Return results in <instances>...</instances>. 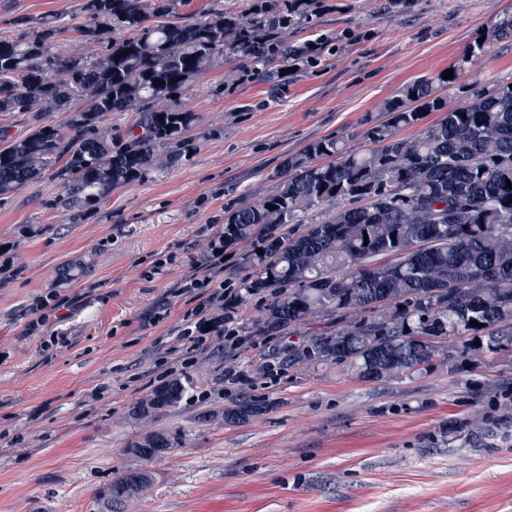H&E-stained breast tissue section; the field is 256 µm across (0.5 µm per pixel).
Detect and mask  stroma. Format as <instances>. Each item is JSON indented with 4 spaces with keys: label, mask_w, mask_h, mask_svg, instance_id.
<instances>
[{
    "label": "stroma",
    "mask_w": 512,
    "mask_h": 512,
    "mask_svg": "<svg viewBox=\"0 0 512 512\" xmlns=\"http://www.w3.org/2000/svg\"><path fill=\"white\" fill-rule=\"evenodd\" d=\"M512 0H314L300 43L314 60L270 84L239 62L216 67L182 93L198 119L196 149L178 165L123 187L83 220L49 208L50 175L0 201V512H99L113 477L146 469L153 480L120 512H512V426L458 447L449 430L474 413L512 406V363L466 359L458 374L435 365L395 383L367 382L336 366H277L282 339L183 335L190 308L179 289L224 229V211L269 194L286 155L361 131L382 103L458 59ZM56 17L54 49L88 52L79 0H0V35ZM512 76V41L498 43L446 89ZM172 265L156 268L159 254ZM69 295L66 318L27 331L28 309L49 291ZM273 373H263L266 364ZM240 376L224 377L228 365ZM178 377L177 406L146 423L129 417L154 388ZM275 407L245 424L220 420L231 395ZM213 421H205L208 413ZM171 435L144 461L127 444Z\"/></svg>",
    "instance_id": "1"
}]
</instances>
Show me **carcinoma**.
<instances>
[{
	"label": "carcinoma",
	"instance_id": "carcinoma-1",
	"mask_svg": "<svg viewBox=\"0 0 512 512\" xmlns=\"http://www.w3.org/2000/svg\"><path fill=\"white\" fill-rule=\"evenodd\" d=\"M79 10L89 53L53 51L64 30L53 17L25 36L0 35V116L25 112L32 122L30 134L0 148L1 199L49 171L63 189L50 206L90 213L113 190L195 151L186 131L197 114L175 99L186 86L226 60L272 79L312 60L311 44L292 39L305 21L297 0H257L245 14L217 9L199 21L183 17L176 0H80ZM477 37L484 41L451 65L452 78L406 84L383 103L384 120L287 156L268 195L226 211L215 245L240 252V263L229 273L224 324L254 297L264 305L252 336L334 316L335 328L288 342L284 363L335 365L368 382L401 381L436 361L452 375L464 355L512 356V77L473 85L460 107L438 94L471 58L512 38V13ZM46 112L64 121L49 125ZM114 112H133L136 122L116 131L105 122ZM429 112L443 116L402 135ZM184 391L171 379L133 415L149 418ZM271 408L268 398L240 394L222 416L247 423ZM488 431L474 415L455 438L465 445ZM172 446L151 432L127 452L152 461ZM152 480L143 469L116 477L100 493L102 512Z\"/></svg>",
	"mask_w": 512,
	"mask_h": 512
}]
</instances>
